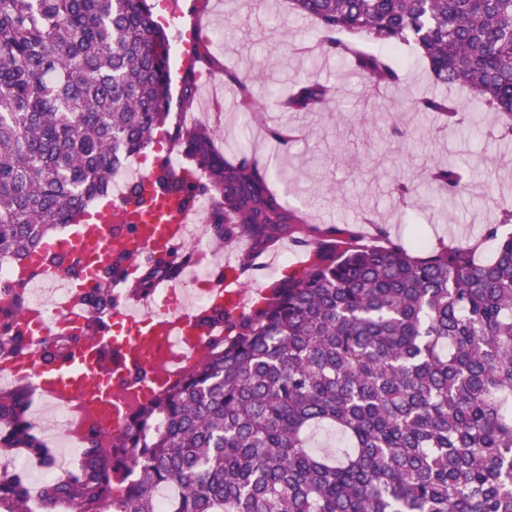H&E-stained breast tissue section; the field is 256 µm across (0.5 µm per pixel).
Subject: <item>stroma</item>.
<instances>
[{
	"label": "stroma",
	"mask_w": 512,
	"mask_h": 512,
	"mask_svg": "<svg viewBox=\"0 0 512 512\" xmlns=\"http://www.w3.org/2000/svg\"><path fill=\"white\" fill-rule=\"evenodd\" d=\"M175 2L184 15L168 28L173 69L183 63L181 35L189 30L198 31L219 65L209 76L210 88L199 89L193 102L204 110L200 122L215 131L222 150L244 140L257 157L286 167L292 181L277 179L273 186L308 227L334 224L342 238L369 244L381 225L392 240L404 244L420 236L434 247H471L480 260L491 255L493 244L482 230L500 224V205H512V169L503 162L512 156V132L504 130L499 117L488 115L480 133L458 136L440 120L426 121L408 110L398 88L368 92L364 79L340 59L317 60L316 23L294 21L284 0H205L197 13L191 10L194 0H153L155 17H169ZM228 68L242 75L263 73L254 88L259 115L249 124H242L224 85ZM313 72L325 83H340L342 105L317 112L281 111L280 95ZM273 125L291 135L287 150H277L265 137ZM396 128L404 132L398 142L391 137ZM447 158L463 162L474 191L443 202L419 182L425 170ZM402 179L416 185L410 197L396 190ZM279 245L271 265L238 280L250 304L265 297L274 280L302 271L291 239Z\"/></svg>",
	"instance_id": "obj_1"
}]
</instances>
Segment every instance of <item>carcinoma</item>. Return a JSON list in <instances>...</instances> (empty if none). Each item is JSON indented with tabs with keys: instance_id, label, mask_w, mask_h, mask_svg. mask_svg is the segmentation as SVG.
Returning <instances> with one entry per match:
<instances>
[{
	"instance_id": "cac0c4a2",
	"label": "carcinoma",
	"mask_w": 512,
	"mask_h": 512,
	"mask_svg": "<svg viewBox=\"0 0 512 512\" xmlns=\"http://www.w3.org/2000/svg\"><path fill=\"white\" fill-rule=\"evenodd\" d=\"M311 19L328 55L371 87L401 86L404 65L389 51L412 45L435 84L458 86L468 105L445 96L409 99L460 132L491 111L512 130V0H286ZM182 76L179 104L192 105L197 75L213 59L202 46ZM171 42L149 0H0V260L19 262L46 235L78 224L107 194L123 160L164 127ZM239 111H255L252 82L224 69ZM290 112L340 104L339 85L315 76L284 94ZM185 182L163 171L164 194L208 197L213 243L245 236L260 250L293 232L296 212L270 189L273 173L242 144L229 161L205 125L169 134ZM448 197L467 190L457 162L428 173ZM490 261L466 246L318 243L300 276H284L248 312L216 310L224 335L200 361L128 416L100 454L93 435L79 468L32 488L0 471V512H512V235L486 225ZM112 260L85 301L98 324L116 303ZM184 249L139 262L127 286L147 295L159 279L192 264ZM27 290L0 307V354L21 346L13 319ZM25 388L0 391V448L52 461L28 420ZM328 430L336 449L313 448Z\"/></svg>"
}]
</instances>
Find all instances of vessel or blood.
Returning a JSON list of instances; mask_svg holds the SVG:
<instances>
[{"mask_svg":"<svg viewBox=\"0 0 512 512\" xmlns=\"http://www.w3.org/2000/svg\"><path fill=\"white\" fill-rule=\"evenodd\" d=\"M141 182V204L118 195L94 221L78 225L69 234L47 238L21 264L22 269L32 271L35 278L47 284L64 277L78 281V292L60 303V322L70 329L87 325L89 314L83 292L95 285L98 271L111 262L117 249H125L128 266H136L141 256L183 244L190 224L198 216L196 205L178 204L168 212L164 223H125L124 214H149L157 208L153 178L145 176ZM243 302L241 291L229 289L222 277L214 279L203 302L192 307L175 304L158 310L149 297L123 295L109 319L135 327L134 336L123 340L110 335L108 324L101 325L92 336L81 337L78 358L64 364L49 360L42 347L30 344L16 358L17 375L32 382L42 396L60 404L79 397L92 384H100L97 399L85 406V419L117 430L127 417L120 403L123 395L145 402L176 378V371L164 359L172 343H179L190 358H198L208 337L224 333L223 324L206 323L211 308H233Z\"/></svg>","mask_w":512,"mask_h":512,"instance_id":"vessel-or-blood-1","label":"vessel or blood"}]
</instances>
